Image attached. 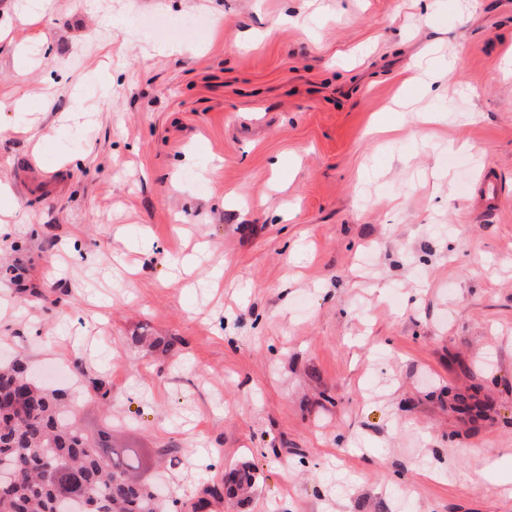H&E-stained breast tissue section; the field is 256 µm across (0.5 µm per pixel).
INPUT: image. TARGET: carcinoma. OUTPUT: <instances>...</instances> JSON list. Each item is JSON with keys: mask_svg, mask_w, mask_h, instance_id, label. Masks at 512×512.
<instances>
[{"mask_svg": "<svg viewBox=\"0 0 512 512\" xmlns=\"http://www.w3.org/2000/svg\"><path fill=\"white\" fill-rule=\"evenodd\" d=\"M63 390L39 387L22 358L0 366V512H160L159 490L140 480L159 448L91 443L61 407ZM255 482L252 467L224 471L220 495Z\"/></svg>", "mask_w": 512, "mask_h": 512, "instance_id": "carcinoma-1", "label": "carcinoma"}]
</instances>
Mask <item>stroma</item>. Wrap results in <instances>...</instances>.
I'll use <instances>...</instances> for the list:
<instances>
[{
    "label": "stroma",
    "instance_id": "obj_1",
    "mask_svg": "<svg viewBox=\"0 0 512 512\" xmlns=\"http://www.w3.org/2000/svg\"><path fill=\"white\" fill-rule=\"evenodd\" d=\"M16 2L0 358L168 497L256 468L207 512H512V0ZM255 482V472L249 465L231 468L224 471V480L221 486L220 495L237 497L244 495Z\"/></svg>",
    "mask_w": 512,
    "mask_h": 512
}]
</instances>
